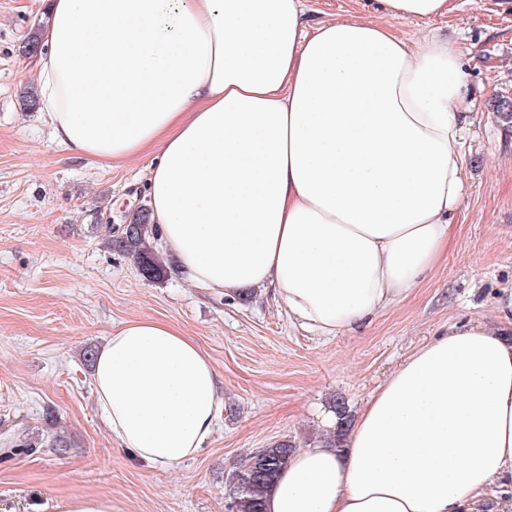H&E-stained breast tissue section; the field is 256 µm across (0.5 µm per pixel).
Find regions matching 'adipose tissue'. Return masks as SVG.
I'll use <instances>...</instances> for the list:
<instances>
[{"instance_id": "ef3b65f1", "label": "adipose tissue", "mask_w": 512, "mask_h": 512, "mask_svg": "<svg viewBox=\"0 0 512 512\" xmlns=\"http://www.w3.org/2000/svg\"><path fill=\"white\" fill-rule=\"evenodd\" d=\"M305 0H46L36 80L71 155L147 159L160 251L183 278L273 290L323 334L400 302L447 252L472 125L460 52L397 21L452 0H374L305 30ZM112 437L165 467L209 441L220 376L176 326L113 328L91 372ZM512 476V331L420 346L344 448L299 449L266 512H483Z\"/></svg>"}]
</instances>
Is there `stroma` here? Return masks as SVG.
<instances>
[{"instance_id":"35a3bbf8","label":"stroma","mask_w":512,"mask_h":512,"mask_svg":"<svg viewBox=\"0 0 512 512\" xmlns=\"http://www.w3.org/2000/svg\"><path fill=\"white\" fill-rule=\"evenodd\" d=\"M448 16L396 23L417 40L440 30L461 50L475 97L465 146L469 193L447 254L408 296L355 329L325 336L292 318L272 290L212 294L169 273L143 279L112 253L104 223L147 202L145 160L110 166L70 156L40 111L19 106L36 83L22 46L43 0H0V512H54L57 499L102 495L126 512H226L229 474L269 443L307 447L343 397L359 411L421 345L481 320L512 316V128L492 108L512 100V13L454 0ZM135 318L178 326L221 375L222 416L194 457L160 468L113 440L90 382V354ZM62 436L59 454L42 446Z\"/></svg>"}]
</instances>
